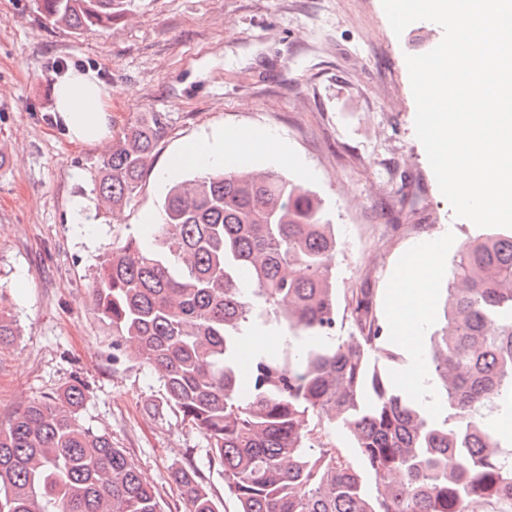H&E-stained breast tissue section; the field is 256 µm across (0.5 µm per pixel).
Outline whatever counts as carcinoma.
<instances>
[{"label":"carcinoma","mask_w":512,"mask_h":512,"mask_svg":"<svg viewBox=\"0 0 512 512\" xmlns=\"http://www.w3.org/2000/svg\"><path fill=\"white\" fill-rule=\"evenodd\" d=\"M128 0H36L76 33L112 27ZM165 134L136 117L112 142L97 191L112 209L139 193ZM161 223L112 248L93 278L95 310L160 378L167 405L204 436L238 512H467L512 502V234L463 241L428 375L445 420L397 375L398 355L369 288L339 302L336 227L285 175L239 169L174 185ZM353 335L336 336L339 317ZM279 333L269 350L257 329ZM18 328L0 308V347ZM84 382L19 407L0 425V512H163L154 487L106 434L80 422ZM339 424L366 472L316 448L308 418ZM456 458L448 467V458ZM188 512H221L196 472L178 469Z\"/></svg>","instance_id":"1"}]
</instances>
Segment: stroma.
<instances>
[{"label": "stroma", "mask_w": 512, "mask_h": 512, "mask_svg": "<svg viewBox=\"0 0 512 512\" xmlns=\"http://www.w3.org/2000/svg\"><path fill=\"white\" fill-rule=\"evenodd\" d=\"M440 28L392 31L381 0H129L111 28L75 33L35 0H0V304L18 325L0 349V423L33 399L82 379L86 427L108 433L165 512H187L172 473L196 471L222 512H236L199 431L170 410L154 372L119 344L91 302L106 254L159 215V175L183 145L221 130L273 131L254 155L316 193L336 226L339 295L374 291L377 310L400 259L423 238L456 251L480 227L455 217L415 135L406 56L433 49ZM96 72L112 97V131L158 113L166 135L134 200L111 212L95 192L110 146L76 145L55 125L52 86Z\"/></svg>", "instance_id": "35a3bbf8"}]
</instances>
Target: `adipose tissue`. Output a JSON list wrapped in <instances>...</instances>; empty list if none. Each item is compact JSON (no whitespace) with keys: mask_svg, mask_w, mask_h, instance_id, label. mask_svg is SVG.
Here are the masks:
<instances>
[{"mask_svg":"<svg viewBox=\"0 0 512 512\" xmlns=\"http://www.w3.org/2000/svg\"><path fill=\"white\" fill-rule=\"evenodd\" d=\"M54 96L55 121L70 141L91 145L107 142L112 126L111 96L94 72L70 71L57 80ZM266 142V136L245 138L236 130L202 138L187 143L169 170L221 168L228 162L227 146H234L237 156L246 157L260 151ZM441 265L442 248L433 239L422 240L404 258L386 299L388 319L404 332L418 331L429 316Z\"/></svg>","mask_w":512,"mask_h":512,"instance_id":"1","label":"adipose tissue"}]
</instances>
